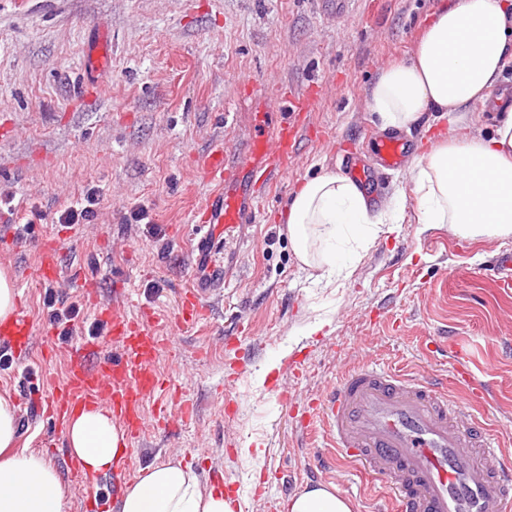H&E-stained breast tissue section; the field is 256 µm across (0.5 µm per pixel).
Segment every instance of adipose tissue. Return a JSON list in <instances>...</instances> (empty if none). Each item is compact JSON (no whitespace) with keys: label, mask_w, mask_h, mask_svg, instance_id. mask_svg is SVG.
Returning a JSON list of instances; mask_svg holds the SVG:
<instances>
[{"label":"adipose tissue","mask_w":512,"mask_h":512,"mask_svg":"<svg viewBox=\"0 0 512 512\" xmlns=\"http://www.w3.org/2000/svg\"><path fill=\"white\" fill-rule=\"evenodd\" d=\"M512 70V0H453L427 24L412 55L385 67L369 91L368 106L383 131H410L423 113L448 114L452 129L416 158L418 221L446 224L471 240L512 237V105L496 113L483 135L481 113ZM405 221L403 196L379 207L349 178L322 173L305 180L285 211L298 261L331 280L332 250L342 240L365 249ZM17 408L0 394V512H63L68 489L43 452L22 446ZM70 452L92 475L108 473L124 453L123 431L100 409L70 421ZM288 512H351L332 486H307L289 496ZM114 512H233L223 490L203 486L191 465L178 459L143 469L123 487Z\"/></svg>","instance_id":"adipose-tissue-1"}]
</instances>
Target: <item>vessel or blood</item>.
<instances>
[{"mask_svg": "<svg viewBox=\"0 0 512 512\" xmlns=\"http://www.w3.org/2000/svg\"><path fill=\"white\" fill-rule=\"evenodd\" d=\"M112 67L104 32L94 33L85 53V69L98 79ZM272 99L281 111L264 112L250 140L230 150H213L199 159L206 179L216 190L202 203L203 222L197 243V276L179 296L175 324L188 328L209 311V300L224 283L221 255L224 233L253 223L257 192L287 170L310 129L316 105L312 92H279ZM409 141L388 136L373 142L379 168L409 162ZM61 271V250L42 251L35 270L39 282L55 281ZM154 318L112 315V341L117 349L105 354L91 341L77 343L62 387L44 399L24 401L28 419L44 418L52 425L55 442L65 440L70 417L87 408H104L124 431L129 445L140 438L144 400L158 392H172V380L155 369L167 341L153 328ZM34 327L25 313L0 325V345L17 362L30 356ZM463 393L448 390L435 380L360 364L345 371L336 385L311 405L302 429L323 424L331 455H339L381 479L400 512H507L512 506V460L508 459L489 425L470 408L485 396L483 385L463 377ZM113 489L135 480L130 456L112 463Z\"/></svg>", "mask_w": 512, "mask_h": 512, "instance_id": "b4317fda", "label": "vessel or blood"}]
</instances>
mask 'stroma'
Here are the masks:
<instances>
[{"label": "stroma", "mask_w": 512, "mask_h": 512, "mask_svg": "<svg viewBox=\"0 0 512 512\" xmlns=\"http://www.w3.org/2000/svg\"><path fill=\"white\" fill-rule=\"evenodd\" d=\"M448 0H351L346 15L316 0H0V267L17 306L42 330L48 299L76 303L77 329L57 337L47 376L28 364L0 370V393L62 384L77 338L98 307L134 317L152 311L171 344L155 367L179 393L164 402L167 430L147 400L131 462L140 470L177 458L200 476H228L247 512H285L289 479L305 476L324 432L303 435L295 416L349 367L376 363L453 379L455 345L488 388L480 412L512 452V287L496 267L512 238L470 240L421 224L413 169L381 173L383 197L407 193L406 220L380 236L332 285L298 263L280 215L312 176L343 174L346 148L380 137L367 101L383 68L411 55ZM112 40V68L92 95L77 87L92 31ZM317 85L312 133L287 173L262 193L254 223L224 238V289L193 328L171 323L195 264L193 214L215 186L197 169L212 147L242 146L262 92ZM95 189L84 223H59ZM33 222L26 231L25 222ZM62 247L52 285L33 271L41 246ZM91 276L95 289L77 287ZM321 330L310 331L315 321ZM234 344H226V337ZM294 396L283 405L276 387ZM190 401L191 417L181 404ZM279 476L260 481V466ZM323 476L352 512H372L381 480L337 462Z\"/></svg>", "instance_id": "stroma-1"}]
</instances>
